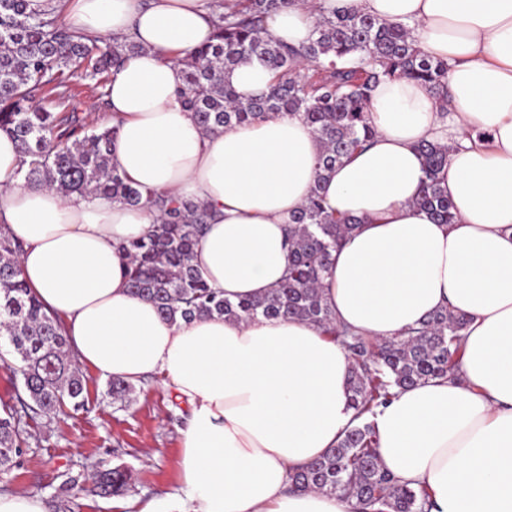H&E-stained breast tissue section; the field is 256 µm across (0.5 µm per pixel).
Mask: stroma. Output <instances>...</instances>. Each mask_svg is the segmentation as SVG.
Here are the masks:
<instances>
[{
  "label": "stroma",
  "mask_w": 512,
  "mask_h": 512,
  "mask_svg": "<svg viewBox=\"0 0 512 512\" xmlns=\"http://www.w3.org/2000/svg\"><path fill=\"white\" fill-rule=\"evenodd\" d=\"M88 399L85 409L31 422L29 446L9 474L0 475V492L39 496L48 512H59L56 495L70 479L75 512H115L111 499L89 494L81 480L101 465L127 470L131 483L122 497L125 512H136L151 499H169L180 489L178 460L189 408L172 388L154 378L134 387L129 402H112L106 380L83 370Z\"/></svg>",
  "instance_id": "1"
}]
</instances>
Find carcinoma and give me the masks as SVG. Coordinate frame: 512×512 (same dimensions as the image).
Here are the masks:
<instances>
[{"instance_id":"carcinoma-1","label":"carcinoma","mask_w":512,"mask_h":512,"mask_svg":"<svg viewBox=\"0 0 512 512\" xmlns=\"http://www.w3.org/2000/svg\"><path fill=\"white\" fill-rule=\"evenodd\" d=\"M285 0H215L213 41L178 60L184 73L180 95L206 131L250 124L270 113L299 116L322 144L319 177L288 226V275L267 294L236 302L224 299L193 263L194 246L207 224L206 206L132 185L112 160L116 127L66 111L70 81H95L99 96L125 58L142 47L131 39L91 38L58 21L55 12L34 13L28 0H0V131L14 138L22 156L20 173L30 185L65 194L103 196L148 208L159 221L148 236L120 244L128 259L130 292L151 301L166 320L226 319L310 321L340 340L353 361L351 406L360 424L337 446L295 469L290 488L355 500L356 512H429L422 489L410 488L379 464L378 436L369 417L395 390L456 374L467 317L437 311L385 341H370L335 326L323 293L333 252L356 227L331 214L322 183L353 150L375 134L366 107L372 88L388 78L423 82L445 97L447 64L421 52L411 29L365 14L322 16L315 37L299 46L273 38L265 17ZM359 56H354V53ZM256 57L272 73L269 91L243 99L224 81L240 61ZM425 180L416 206L442 224L457 220L455 206L439 184L450 147L423 141ZM22 244L0 223V340L19 359L22 391L0 407V474L11 471L27 444L28 421L86 405V383L76 368L59 320L47 313L19 278ZM133 385L112 379L106 394L125 401ZM129 475L103 468L89 492L123 494Z\"/></svg>"}]
</instances>
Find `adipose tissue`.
Returning <instances> with one entry per match:
<instances>
[{"mask_svg":"<svg viewBox=\"0 0 512 512\" xmlns=\"http://www.w3.org/2000/svg\"><path fill=\"white\" fill-rule=\"evenodd\" d=\"M210 3L71 0L69 10L86 35L141 44L107 87L113 161L137 186L206 205L194 263L235 301L285 278L286 229L315 185L321 143L281 113L199 127L175 58L211 41ZM336 10L407 24L448 65L444 99L411 79L380 82L366 108L373 140L323 186L328 211L358 223L325 281L339 326L389 340L444 308L468 317L458 373L398 390L375 415L380 463L426 488L431 512H512V0H289L267 28L298 45ZM224 79L250 98L270 74L253 57ZM423 140L450 148L441 185L456 223L415 204ZM19 169L16 142L0 133V223L23 242L21 276L78 362L133 384L162 376L191 409L179 460L188 512H353L351 501L289 488L292 470L352 425L340 343L307 321L163 319L129 293L118 249L148 234L156 213L28 185Z\"/></svg>","mask_w":512,"mask_h":512,"instance_id":"adipose-tissue-1","label":"adipose tissue"}]
</instances>
